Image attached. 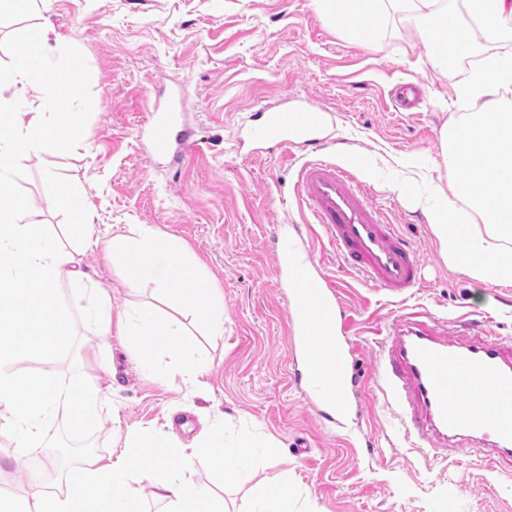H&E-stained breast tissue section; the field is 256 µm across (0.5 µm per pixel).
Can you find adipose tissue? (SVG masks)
Listing matches in <instances>:
<instances>
[{
  "label": "adipose tissue",
  "mask_w": 512,
  "mask_h": 512,
  "mask_svg": "<svg viewBox=\"0 0 512 512\" xmlns=\"http://www.w3.org/2000/svg\"><path fill=\"white\" fill-rule=\"evenodd\" d=\"M395 3L406 7L427 49V64L455 80L459 94L475 104L472 112L449 118L441 132L449 183L436 189L428 217L439 252L451 269L475 281L512 286V107L500 97L501 88L512 85V0H464L475 24L471 30L458 26L448 0H313L330 27L373 40ZM57 39L55 29L45 26L35 43L21 46L9 65L0 66V90L18 98L33 86L43 90L39 105L23 117L0 97V436L20 459L44 439L48 417H61L80 435L99 422L108 400L99 376L67 383L51 369L31 376L19 368L27 359L53 361L70 334L72 315L93 332L92 353L119 334L144 375L162 380L176 373L191 387L200 386L208 364L197 355L182 316L206 325L211 335L224 333V294L198 272L180 239L132 224L104 241L122 287L132 292L153 285L168 308L159 318L129 315L116 323L107 291L89 281L74 252L45 225L25 221L15 167L32 153H67L78 146L73 129L82 114L67 99L78 95L83 72L66 67L72 85L63 95L45 78ZM469 56L479 64L459 77L458 62ZM56 111L66 113L70 132L53 122ZM54 205L67 218L70 236L89 245L92 215L85 196L60 183ZM162 354L171 358L164 368L157 362ZM279 456L278 446L265 441L225 439L220 426L188 450L169 444L165 434L134 431L108 459L89 457L67 467L62 491L49 489L40 467H33L19 512H146L143 477L167 512H224L223 502L199 482L197 461L224 475Z\"/></svg>",
  "instance_id": "obj_1"
}]
</instances>
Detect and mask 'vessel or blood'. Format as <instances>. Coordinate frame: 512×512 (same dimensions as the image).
<instances>
[{"instance_id": "b4317fda", "label": "vessel or blood", "mask_w": 512, "mask_h": 512, "mask_svg": "<svg viewBox=\"0 0 512 512\" xmlns=\"http://www.w3.org/2000/svg\"><path fill=\"white\" fill-rule=\"evenodd\" d=\"M186 106L171 94L151 110L150 151L181 165L191 133L183 125ZM323 113L308 104L270 107L251 114V142L280 151L318 148ZM295 196L311 211L329 244L350 271L393 293L419 282L412 248L371 202L349 170L325 159L302 162ZM305 228L279 225L273 233L277 271L285 281V330L291 351L290 376L318 416L338 425L359 414L362 384L346 334L347 311L334 283L319 272L305 244ZM381 358L384 390L398 408L405 433H417L435 450L463 441L481 448L491 468L512 464V339L476 335L449 337L427 312L405 313L386 332ZM486 397L488 418L463 412L466 403Z\"/></svg>"}]
</instances>
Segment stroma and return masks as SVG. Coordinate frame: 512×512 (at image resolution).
I'll return each instance as SVG.
<instances>
[{
  "instance_id": "1",
  "label": "stroma",
  "mask_w": 512,
  "mask_h": 512,
  "mask_svg": "<svg viewBox=\"0 0 512 512\" xmlns=\"http://www.w3.org/2000/svg\"><path fill=\"white\" fill-rule=\"evenodd\" d=\"M52 22L59 47L51 67H81L79 92L87 108L80 146L54 157L58 177L85 192L92 238L108 239L130 224H149L184 241L224 293V333L189 323L209 364L202 388L180 378H144L120 341L101 362L85 355L93 335L79 316L53 367L64 381L100 374L110 388L97 426L72 436L59 418L32 453L52 464L62 435L75 448L106 458L120 451L117 435L138 429L168 433L173 445L192 446L212 424L229 439L277 444L287 469L290 512H512V468L494 470L469 446L449 458L406 437L381 382L372 325L388 324L420 306L446 322L449 335L490 329L512 338V287L474 281L448 268L421 207L432 181L444 175L440 130L472 106L454 82L426 65V49L409 18L390 16L378 43L352 39L325 24L312 0H52L41 13L0 17V64L10 63L24 39ZM400 83H417L416 111L400 112L392 97ZM178 91L195 144L172 169L153 158L144 135L154 101ZM303 101L326 117L321 158L341 161V148L372 156V172L355 170L374 206L413 248L420 281L401 299L347 270L323 232L307 247L339 289L357 348L364 398L358 417L323 423L289 377L285 301L275 274L272 232L311 217L293 196L295 168L279 151L240 142L250 113L280 100ZM421 156L425 175L409 195L395 188L403 159ZM45 156L17 168L28 221L59 228ZM93 283L108 289L113 312L154 311L152 286L118 289L119 273L102 248H79ZM199 478L223 497L226 512H247L252 494L273 470L255 465L222 479L205 463ZM29 489L24 465L0 438V495L21 506Z\"/></svg>"
}]
</instances>
